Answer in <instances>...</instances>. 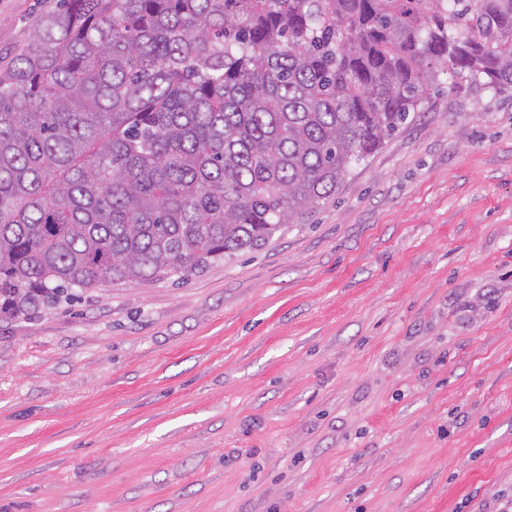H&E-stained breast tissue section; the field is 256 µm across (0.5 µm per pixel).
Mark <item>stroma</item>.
I'll list each match as a JSON object with an SVG mask.
<instances>
[{"label":"stroma","mask_w":512,"mask_h":512,"mask_svg":"<svg viewBox=\"0 0 512 512\" xmlns=\"http://www.w3.org/2000/svg\"><path fill=\"white\" fill-rule=\"evenodd\" d=\"M56 0H0V65ZM266 245L0 320V512H492L512 496V96L448 65Z\"/></svg>","instance_id":"stroma-1"}]
</instances>
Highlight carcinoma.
I'll return each instance as SVG.
<instances>
[{
	"mask_svg": "<svg viewBox=\"0 0 512 512\" xmlns=\"http://www.w3.org/2000/svg\"><path fill=\"white\" fill-rule=\"evenodd\" d=\"M437 63L512 92V0H59L0 68V320L266 245Z\"/></svg>",
	"mask_w": 512,
	"mask_h": 512,
	"instance_id": "1",
	"label": "carcinoma"
}]
</instances>
